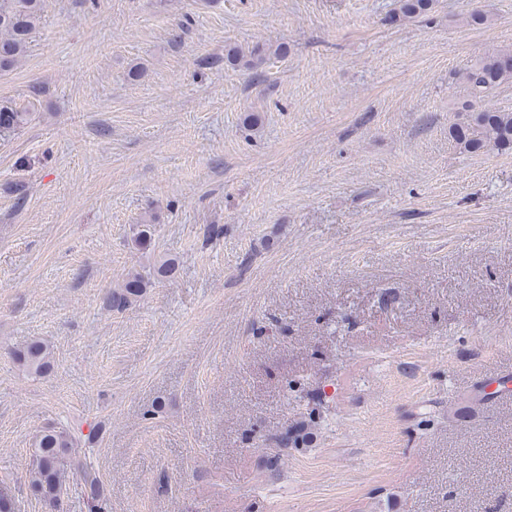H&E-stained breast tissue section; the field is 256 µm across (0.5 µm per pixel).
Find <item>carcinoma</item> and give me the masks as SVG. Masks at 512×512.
I'll return each mask as SVG.
<instances>
[{
	"label": "carcinoma",
	"mask_w": 512,
	"mask_h": 512,
	"mask_svg": "<svg viewBox=\"0 0 512 512\" xmlns=\"http://www.w3.org/2000/svg\"><path fill=\"white\" fill-rule=\"evenodd\" d=\"M43 0H0V70L14 67L24 56L30 36L41 19ZM434 0H397L392 20L405 22L429 15ZM282 56L285 51L277 46H258L251 50L250 59L236 49H229L226 61L231 65L256 68L267 55ZM468 92L469 100L463 111L457 113L458 122L448 134L459 148L470 154L490 149L512 148V111L479 105L485 97L498 89L512 85V48L496 49L474 60L458 74ZM27 121V113L9 106L0 107V131L9 133ZM147 281L136 271L127 273L123 283L104 293L105 307L112 312L125 311L142 296ZM53 351L46 343L36 340L15 352L17 364L41 375L52 368ZM286 443L295 448H307L310 432L301 426L288 432ZM82 483L89 512H105L107 490L102 477L89 461L87 449L79 447L75 435L68 428L50 425L36 437L30 454L28 481L31 490L48 512L59 507L66 484L71 478Z\"/></svg>",
	"instance_id": "1"
}]
</instances>
